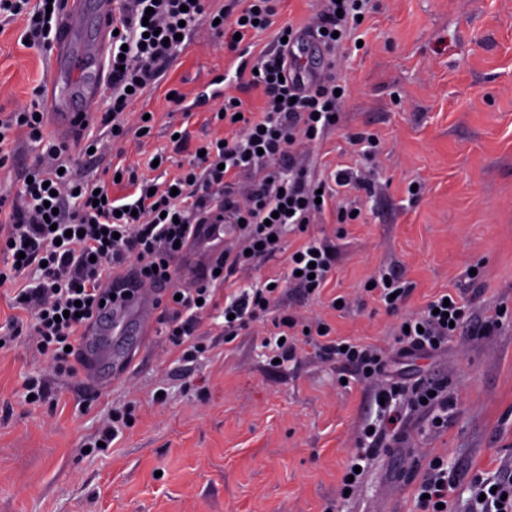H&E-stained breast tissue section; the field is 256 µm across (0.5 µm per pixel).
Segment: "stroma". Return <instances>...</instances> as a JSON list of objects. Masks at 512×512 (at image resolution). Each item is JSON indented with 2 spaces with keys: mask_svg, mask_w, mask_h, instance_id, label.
Segmentation results:
<instances>
[{
  "mask_svg": "<svg viewBox=\"0 0 512 512\" xmlns=\"http://www.w3.org/2000/svg\"><path fill=\"white\" fill-rule=\"evenodd\" d=\"M375 4L356 31L362 47L349 40L332 53L331 72L348 88L335 127L296 150L314 178L351 173L335 204L358 218L341 224L329 212L305 230L287 226L283 253L224 287L285 280L288 252L316 240L335 253L321 297L284 284L272 315L235 336L219 312L206 313L195 361L157 335L141 366L103 390L30 350L27 336L0 349V512H417L415 490L434 458L455 480L451 512H470L472 476L512 466V0ZM25 27L20 18L0 29L5 112L29 106L50 66L47 52L24 45ZM227 65L220 38L180 52L140 103L154 114L150 136H129L121 165L161 183L187 168L200 143L224 135L212 119L217 100L199 95ZM172 88L182 106L168 102ZM176 127L188 132L179 145ZM359 133L376 147L356 143ZM157 154L164 163L155 169ZM384 272L411 287L401 312H386L367 290ZM455 289L468 303L466 333L399 362L406 387L392 404L401 427L345 488L363 427L382 418L375 394L385 380L322 357L313 328L327 324L390 360L402 318ZM337 297L343 307H332ZM499 309L502 327L481 334ZM282 315L296 351L276 364L266 341ZM31 378L46 385L35 404ZM420 378L445 382L447 426L434 427L415 404ZM114 412L128 427L111 447H94Z\"/></svg>",
  "mask_w": 512,
  "mask_h": 512,
  "instance_id": "1",
  "label": "stroma"
}]
</instances>
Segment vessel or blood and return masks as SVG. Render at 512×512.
Returning a JSON list of instances; mask_svg holds the SVG:
<instances>
[{
	"instance_id": "vessel-or-blood-1",
	"label": "vessel or blood",
	"mask_w": 512,
	"mask_h": 512,
	"mask_svg": "<svg viewBox=\"0 0 512 512\" xmlns=\"http://www.w3.org/2000/svg\"><path fill=\"white\" fill-rule=\"evenodd\" d=\"M86 0H66L56 21V31L50 47L51 66L43 85L42 95L47 104L46 123L58 140L72 141L86 123L98 112L100 90L109 75L108 47L112 28L113 0H95L97 34L81 38ZM313 38L299 34L287 53L294 62L293 74L305 85H312L320 68L314 51ZM232 228L224 222L221 212H214L206 223L196 225L183 249V264L179 274L196 277L224 252V236ZM113 299L100 309L93 326L83 333L79 351L83 380L88 385L110 384L128 377L136 354H121L115 346L130 333L151 336L164 291L146 285L134 264H127L122 274L114 278Z\"/></svg>"
}]
</instances>
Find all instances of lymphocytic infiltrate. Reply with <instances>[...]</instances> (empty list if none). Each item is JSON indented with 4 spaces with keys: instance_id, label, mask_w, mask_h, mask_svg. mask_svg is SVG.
Returning a JSON list of instances; mask_svg holds the SVG:
<instances>
[{
    "instance_id": "f902f5d3",
    "label": "lymphocytic infiltrate",
    "mask_w": 512,
    "mask_h": 512,
    "mask_svg": "<svg viewBox=\"0 0 512 512\" xmlns=\"http://www.w3.org/2000/svg\"><path fill=\"white\" fill-rule=\"evenodd\" d=\"M116 2L109 105L99 117L98 135L72 145L45 136L40 119L45 108L37 101L23 111L0 114V168L13 158L21 138L41 147L39 157L23 172L16 199L0 196V286H12L19 311L0 329V342L11 343L27 329L36 338L33 348L38 354L63 363L74 359L73 348L105 296L106 280L127 263L136 264L147 282L169 283L163 333L174 345L184 346L202 309L218 305V292L240 268L260 265L276 254L285 225L306 226L333 198L304 171L287 178L275 169L268 172L244 203L231 190L237 173L263 162L292 163L293 147L308 137H322L334 126L342 102L335 94V78L320 79L308 92H298L287 75L282 49L253 50V39L271 29L277 37L296 39L299 30L293 24L273 25L280 0H235L232 9L209 0ZM370 3L331 0L313 34L324 46L335 48L337 35L350 32ZM62 7V0H0V19L28 16L25 37L30 47L45 49L52 32L50 17ZM205 27L223 38L236 59L234 82L259 90L260 110L250 111L234 96L224 95L220 109L224 124L233 128L231 136L203 142L202 154L164 187L151 188L131 175V193L116 197L110 180L85 179L75 167L77 156L104 162L108 143L123 139L129 128L151 129L136 104L160 78L162 65L174 61ZM98 195L103 203H95ZM215 208L224 209L236 223L245 246L225 252L215 272L206 273L193 287L180 288L176 263L181 244L192 225L202 223ZM333 264L330 249L305 243L288 258V282L316 293L325 286ZM273 299V290L265 284L232 296L223 306L229 315L225 330L237 334L267 313ZM466 321L467 307L459 292L436 296L422 313L406 319V329L397 337L400 356L434 354ZM321 350L372 375L389 373L387 361L360 344L331 339ZM472 487V512H512V470L492 479L474 476ZM452 488L443 461H431L417 487L422 512H440Z\"/></svg>"
}]
</instances>
